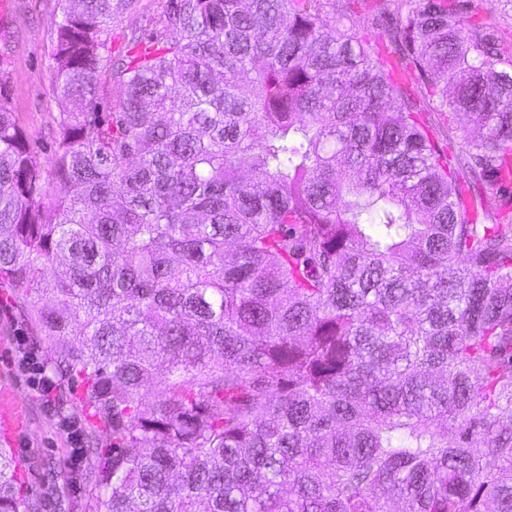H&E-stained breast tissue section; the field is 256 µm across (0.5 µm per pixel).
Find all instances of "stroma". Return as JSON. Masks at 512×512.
I'll return each instance as SVG.
<instances>
[{
  "label": "stroma",
  "instance_id": "35a3bbf8",
  "mask_svg": "<svg viewBox=\"0 0 512 512\" xmlns=\"http://www.w3.org/2000/svg\"><path fill=\"white\" fill-rule=\"evenodd\" d=\"M164 0H137L134 9L112 26V50L128 49L127 32L158 16ZM60 0H13L12 11L0 21V101L14 112L24 138L44 163H51L58 137V113L50 81ZM34 350L40 365L57 356L48 337L38 334L30 319L21 317L12 288L0 286V375L17 392L26 409V425L18 431L11 450L19 465V479L28 495L45 500L43 512H73V504L89 502L92 490L83 476L99 467L100 454L82 453L69 466L71 444L61 425L60 402L75 408L79 427L91 415L81 411L85 388L80 380L69 382L65 395L42 396L30 384V373L21 363L23 347Z\"/></svg>",
  "mask_w": 512,
  "mask_h": 512
}]
</instances>
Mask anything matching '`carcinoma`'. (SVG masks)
I'll list each match as a JSON object with an SVG mask.
<instances>
[{
  "mask_svg": "<svg viewBox=\"0 0 512 512\" xmlns=\"http://www.w3.org/2000/svg\"><path fill=\"white\" fill-rule=\"evenodd\" d=\"M376 2L386 53L333 0H166L114 55L135 0H62L51 171L0 103V280L112 427L92 512H512V38ZM431 111L480 126L453 164Z\"/></svg>",
  "mask_w": 512,
  "mask_h": 512,
  "instance_id": "cac0c4a2",
  "label": "carcinoma"
}]
</instances>
